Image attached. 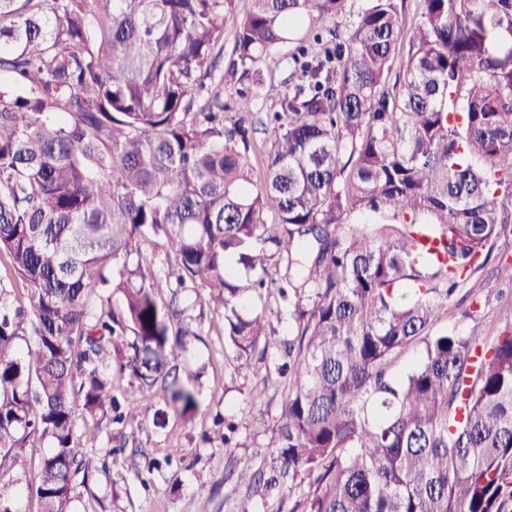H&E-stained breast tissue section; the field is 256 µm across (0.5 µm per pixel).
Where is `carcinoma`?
<instances>
[{"instance_id": "1", "label": "carcinoma", "mask_w": 512, "mask_h": 512, "mask_svg": "<svg viewBox=\"0 0 512 512\" xmlns=\"http://www.w3.org/2000/svg\"><path fill=\"white\" fill-rule=\"evenodd\" d=\"M420 2L396 80L397 0H367L301 65L257 184L253 99L224 123V29L228 72L258 85L344 0H0V256L28 299L0 290V512H25L12 470L44 442L40 512H69L89 473L78 398L124 426L158 385L156 425L192 419L179 369L197 332L164 290H205L247 358L268 332L241 301L263 300L277 255V462L309 479L290 512H512V323L466 334L474 310L454 302L512 240V0ZM114 371L131 378L119 397Z\"/></svg>"}]
</instances>
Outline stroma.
<instances>
[{
	"instance_id": "obj_1",
	"label": "stroma",
	"mask_w": 512,
	"mask_h": 512,
	"mask_svg": "<svg viewBox=\"0 0 512 512\" xmlns=\"http://www.w3.org/2000/svg\"><path fill=\"white\" fill-rule=\"evenodd\" d=\"M295 52V46H288L260 67L263 86L251 119L256 180L263 176L273 142L267 115L276 111L281 93L292 83ZM495 252L496 259L468 284L481 299L480 310L462 322V330L481 335L512 321V241L498 243ZM178 298L199 334L184 357L187 370L198 376L199 410L190 421L168 415L160 428L153 417L164 400L155 393L145 394L129 442L116 454L112 448L117 427L76 408L77 437L92 468L86 483L76 488L71 512H183L192 500L203 512H265L270 502L288 512L307 491V483L280 487L266 502L238 481L241 469L266 473L271 468L270 461L255 457L254 451L274 448L273 426L281 410L284 380L279 375L278 342L287 338L288 324L277 317V294L265 297L268 348L246 360L237 359L226 343L224 318L206 298L190 288L179 290ZM218 418L233 423L230 439H223L222 428L215 426Z\"/></svg>"
}]
</instances>
